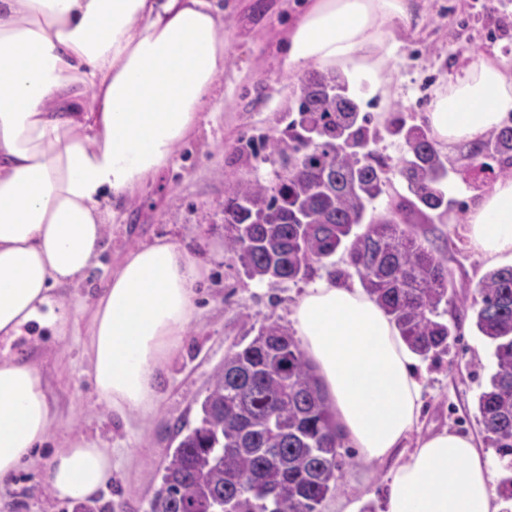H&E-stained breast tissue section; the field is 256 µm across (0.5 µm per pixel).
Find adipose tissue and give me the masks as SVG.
<instances>
[{
	"label": "adipose tissue",
	"mask_w": 512,
	"mask_h": 512,
	"mask_svg": "<svg viewBox=\"0 0 512 512\" xmlns=\"http://www.w3.org/2000/svg\"><path fill=\"white\" fill-rule=\"evenodd\" d=\"M416 0H313L291 26L283 65L342 66L381 84L387 39ZM222 0H0V335L60 321L96 265L128 197L197 134L224 73ZM512 112V68L485 60L432 100L433 136L484 139ZM475 255L512 264V179L471 206ZM200 272L175 240L131 249L92 310L88 354L100 398L121 417L152 408L158 372L196 315ZM292 321L343 437L363 461L402 448L423 387L396 326L363 289L323 276ZM57 423L35 362L0 356V481L35 460ZM112 475L85 438L55 449L44 482L82 501ZM490 461L474 439L440 430L389 473L383 512H497Z\"/></svg>",
	"instance_id": "1"
}]
</instances>
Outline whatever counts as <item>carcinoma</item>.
<instances>
[{"label": "carcinoma", "instance_id": "cac0c4a2", "mask_svg": "<svg viewBox=\"0 0 512 512\" xmlns=\"http://www.w3.org/2000/svg\"><path fill=\"white\" fill-rule=\"evenodd\" d=\"M339 72H312L303 82L297 117L272 151L291 152L298 173L266 185L238 178L224 212L225 246L245 275L259 282H296L312 265L330 263L340 280L354 269L362 288L390 317L418 356L448 352L452 328L439 320L448 294V260L418 237L414 225L453 209L440 185L443 156L421 126L400 115L384 126L402 141L398 170L413 195L398 196L393 216L365 220L385 193L389 170L372 145L381 139L369 113L347 94ZM336 90V98L326 95ZM464 179L488 184L512 172V122L467 147ZM366 224L362 233L354 227ZM473 298L475 325L493 347L495 371L478 397L485 442L512 472V266L488 271ZM167 455L149 512H317L340 489L342 447L320 378L294 336L275 321L224 357L211 375L194 425Z\"/></svg>", "mask_w": 512, "mask_h": 512}]
</instances>
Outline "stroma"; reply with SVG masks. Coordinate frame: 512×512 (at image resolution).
<instances>
[{"mask_svg": "<svg viewBox=\"0 0 512 512\" xmlns=\"http://www.w3.org/2000/svg\"><path fill=\"white\" fill-rule=\"evenodd\" d=\"M307 0H224L222 96L213 101L200 132L181 145L172 164L140 189L115 217L96 267L72 301L61 333L31 323L20 336L0 340V354L28 352L44 374L60 423L38 459L0 482V512H73V501L52 496L42 474L55 448L75 436L93 439L112 454V477L98 493L108 512H148L160 485L159 471L175 448L174 426L195 421L209 377L232 343L269 320L292 327L293 305L310 279L274 283L249 279L224 246V204L238 177L270 184L288 166L271 152L267 138L280 135L298 108L306 72L284 71L281 45ZM417 23L396 28L383 66L385 92L361 89L350 78L361 111L384 127L392 113L426 125V112L449 78L478 58L512 66V0H422ZM466 213L417 225L419 237L445 247L448 276L457 298H473L487 272L465 236ZM178 241L198 264V312L181 351L165 363L152 412L124 423L99 400L89 374L88 338L93 302L131 247L153 239ZM443 321L456 324L447 354L418 359L424 405L414 437L449 428L482 440L477 398L495 371L493 350L480 335L473 311L448 308ZM340 496L373 504L381 512L390 463L369 466L343 445Z\"/></svg>", "mask_w": 512, "mask_h": 512, "instance_id": "35a3bbf8", "label": "stroma"}]
</instances>
